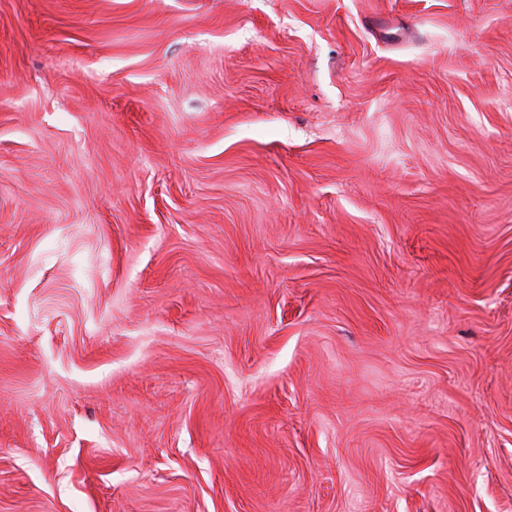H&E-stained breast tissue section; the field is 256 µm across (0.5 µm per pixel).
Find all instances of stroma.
<instances>
[{
	"instance_id": "35a3bbf8",
	"label": "stroma",
	"mask_w": 512,
	"mask_h": 512,
	"mask_svg": "<svg viewBox=\"0 0 512 512\" xmlns=\"http://www.w3.org/2000/svg\"><path fill=\"white\" fill-rule=\"evenodd\" d=\"M0 512H512V0H0Z\"/></svg>"
}]
</instances>
